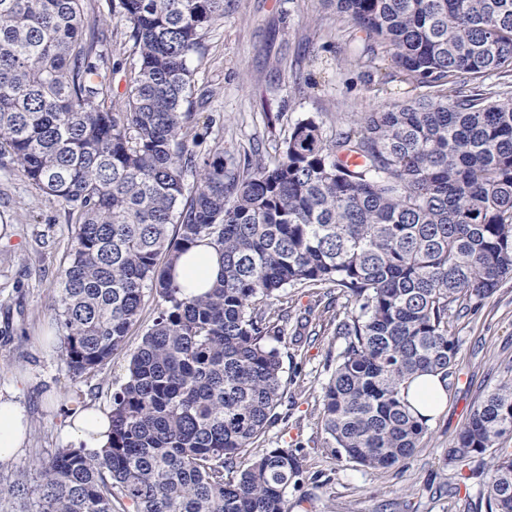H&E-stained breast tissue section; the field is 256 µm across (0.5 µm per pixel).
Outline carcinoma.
<instances>
[{
	"label": "carcinoma",
	"mask_w": 512,
	"mask_h": 512,
	"mask_svg": "<svg viewBox=\"0 0 512 512\" xmlns=\"http://www.w3.org/2000/svg\"><path fill=\"white\" fill-rule=\"evenodd\" d=\"M83 2L0 0V157L74 224L55 312L74 378L123 350L145 290L162 304L112 394L109 446L58 448L34 461L37 483L0 478V495L17 512H289L306 455L261 447L288 397V312L269 305L323 285L345 299L346 343L322 388L323 445L368 469L409 459L426 422L404 383L448 378L451 318L512 280V0H336L359 58L426 92L330 137L302 120L273 163L224 158L185 109L224 0H109L136 54L121 105ZM202 240L224 271L188 295L173 265ZM509 439L512 379L445 457L490 456L485 512H512Z\"/></svg>",
	"instance_id": "1"
}]
</instances>
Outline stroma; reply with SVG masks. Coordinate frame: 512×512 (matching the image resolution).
I'll use <instances>...</instances> for the list:
<instances>
[{
  "instance_id": "obj_1",
  "label": "stroma",
  "mask_w": 512,
  "mask_h": 512,
  "mask_svg": "<svg viewBox=\"0 0 512 512\" xmlns=\"http://www.w3.org/2000/svg\"><path fill=\"white\" fill-rule=\"evenodd\" d=\"M84 10L102 48L119 64L112 95L122 100L134 61L126 27L107 0H85ZM191 67V110L197 124H210L209 143L228 154L255 147L268 160L304 119L328 134L355 113L415 96L410 86L389 80L390 62L373 67L359 60L354 27L329 0H224V16L204 34ZM72 246L66 206L0 158V389L25 375L16 398L29 420L22 450L0 463L5 476L34 478V460L64 446L61 428L70 403L111 410L129 355L156 315L159 299L146 294L124 353L88 384L76 385L53 310ZM452 329L459 350L445 411L428 423L409 460L379 470L355 466L323 446L322 388L344 339L329 325L312 336L284 337L278 348L290 399L279 406L264 445L299 447L306 455L310 478L289 489L291 512H476L479 480H461L443 461L474 402L512 373V280L477 311L454 319Z\"/></svg>"
}]
</instances>
